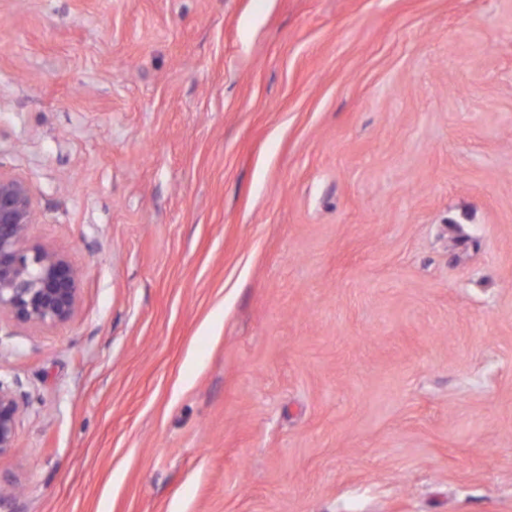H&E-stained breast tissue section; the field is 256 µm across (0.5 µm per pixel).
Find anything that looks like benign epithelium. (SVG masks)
Instances as JSON below:
<instances>
[{
  "mask_svg": "<svg viewBox=\"0 0 512 512\" xmlns=\"http://www.w3.org/2000/svg\"><path fill=\"white\" fill-rule=\"evenodd\" d=\"M35 219L27 182L0 172V317L55 326L75 315L79 280L64 253L31 241ZM19 417L16 390L0 380V458L18 448Z\"/></svg>",
  "mask_w": 512,
  "mask_h": 512,
  "instance_id": "obj_1",
  "label": "benign epithelium"
}]
</instances>
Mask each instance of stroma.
<instances>
[{
  "label": "stroma",
  "instance_id": "1",
  "mask_svg": "<svg viewBox=\"0 0 512 512\" xmlns=\"http://www.w3.org/2000/svg\"><path fill=\"white\" fill-rule=\"evenodd\" d=\"M0 171V512H512V0H0ZM35 219L27 182L0 171V320L55 326L75 315L79 280L64 253L31 241ZM20 403L16 390L0 379V458L18 448Z\"/></svg>",
  "mask_w": 512,
  "mask_h": 512
}]
</instances>
